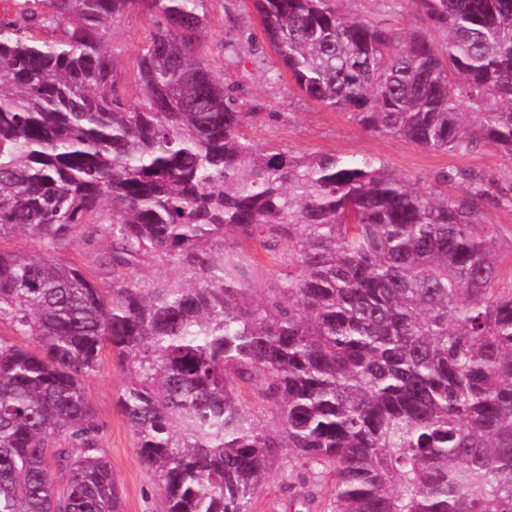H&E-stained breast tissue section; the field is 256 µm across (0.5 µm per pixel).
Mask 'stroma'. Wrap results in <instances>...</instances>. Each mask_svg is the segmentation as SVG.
<instances>
[{
  "label": "stroma",
  "instance_id": "1",
  "mask_svg": "<svg viewBox=\"0 0 512 512\" xmlns=\"http://www.w3.org/2000/svg\"><path fill=\"white\" fill-rule=\"evenodd\" d=\"M348 14L383 18L396 35L424 27L411 0H403L396 14L381 16L376 0H342ZM210 26L201 38V52L218 72L227 70L237 87L244 111L253 118L245 134L261 147L274 145L294 153H330L347 157L375 156L397 175L416 183L437 198L464 194L463 182L444 183V173L466 169L485 179L490 195L482 204L483 223L493 225L505 266L512 267V205L504 200L512 191V158L483 147L459 154L429 151L408 141L365 131L352 113L338 112L308 99L289 78L271 79L277 61L267 44L251 45L241 34L258 30L252 0H207ZM150 33V22L137 11L123 14L112 25L109 45L123 80L132 77L135 58ZM239 41L242 67L226 69L220 49L226 37ZM126 374L104 351L100 370L87 378L85 393L100 424L99 444L112 465L123 498L124 512H165V494L155 475L138 456L137 439L118 406ZM325 475L310 466L279 456L268 469L250 505V512H331L327 501L315 498Z\"/></svg>",
  "mask_w": 512,
  "mask_h": 512
}]
</instances>
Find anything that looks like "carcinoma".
Instances as JSON below:
<instances>
[{
    "mask_svg": "<svg viewBox=\"0 0 512 512\" xmlns=\"http://www.w3.org/2000/svg\"><path fill=\"white\" fill-rule=\"evenodd\" d=\"M405 39L338 0H253L311 100L431 151L512 158V0H412ZM147 15L135 101L112 23ZM206 0H0V512H123L84 379L108 348L166 512H249L268 464L334 512H512V275L485 179L442 200L375 157L244 133L199 52ZM258 242L288 266L250 287ZM96 250L87 269L55 252ZM153 259L179 276H136ZM261 408L249 405L246 390ZM275 417L270 427L262 419Z\"/></svg>",
    "mask_w": 512,
    "mask_h": 512,
    "instance_id": "cac0c4a2",
    "label": "carcinoma"
}]
</instances>
